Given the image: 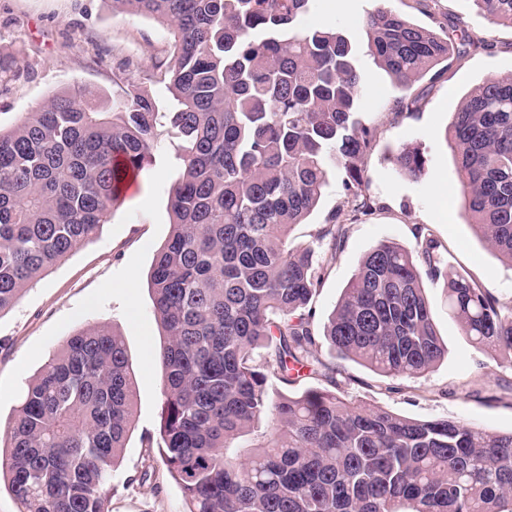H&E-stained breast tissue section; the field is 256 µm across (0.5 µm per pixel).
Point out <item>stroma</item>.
I'll use <instances>...</instances> for the list:
<instances>
[{"label": "stroma", "instance_id": "35a3bbf8", "mask_svg": "<svg viewBox=\"0 0 512 512\" xmlns=\"http://www.w3.org/2000/svg\"><path fill=\"white\" fill-rule=\"evenodd\" d=\"M377 0H316L301 16V28L334 26L363 42L361 22ZM387 7L412 23L434 31L467 26L487 43L465 57H450L410 94L411 111L400 112L401 92L366 53H358L363 74L358 118L374 134L363 163L362 193L367 212L346 221L339 249L320 246L325 270L314 300L316 324L332 313L364 254L383 240L410 246L418 227H428L452 271L490 284L501 302L512 303V265L477 237L463 205L457 167L445 131L468 92L485 79L512 74V28L494 26L474 0H386ZM0 52L17 56L16 76L0 81V127H14L54 93L82 87L110 103L125 78L153 97L159 111L179 105L165 83L153 78V64L171 45L157 21L114 12L112 0H0ZM183 140L163 128L153 163L88 243L32 281L20 300L0 312V423L9 424L28 383L57 347L83 328L108 327L123 337L135 371L134 427L112 474L110 512H184L182 490L157 448L162 372L157 353L163 341L150 288L154 255L169 238L170 197L182 168ZM416 146L427 159L426 173L401 175L389 156ZM343 171L330 173L320 203L292 232L294 244L314 243L331 212L345 207ZM426 296L448 354L420 377H382L350 360L322 350L347 398L420 419H455L472 427L512 430V360L476 349L448 315L445 279L425 281Z\"/></svg>", "mask_w": 512, "mask_h": 512}]
</instances>
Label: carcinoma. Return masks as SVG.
Wrapping results in <instances>:
<instances>
[{"instance_id":"carcinoma-1","label":"carcinoma","mask_w":512,"mask_h":512,"mask_svg":"<svg viewBox=\"0 0 512 512\" xmlns=\"http://www.w3.org/2000/svg\"><path fill=\"white\" fill-rule=\"evenodd\" d=\"M314 0H112L167 26L156 65L177 98L157 111L131 82L103 106L57 93L0 130V312L92 239L130 178L151 164L160 128L184 139L172 231L150 273L162 406L159 452L187 512H512V431L419 420L334 391L318 354L313 300L325 272L293 244L329 169L362 196L373 133L359 112L356 46L335 27L294 28ZM512 27V0H474ZM367 54L404 91L453 55L480 47L378 6L362 21ZM446 142L474 233L512 264V75L474 87ZM420 179L415 147L392 156ZM344 210L316 241L335 247ZM416 246L383 242L362 258L324 326L342 357L382 377H417L447 354L422 276L447 278L448 313L480 350L512 356V304L442 272L422 227ZM314 375L329 387L267 389ZM136 382L122 337L104 327L68 337L28 384L0 450L19 512H109L108 484L133 423ZM263 440L231 455L262 418Z\"/></svg>"}]
</instances>
